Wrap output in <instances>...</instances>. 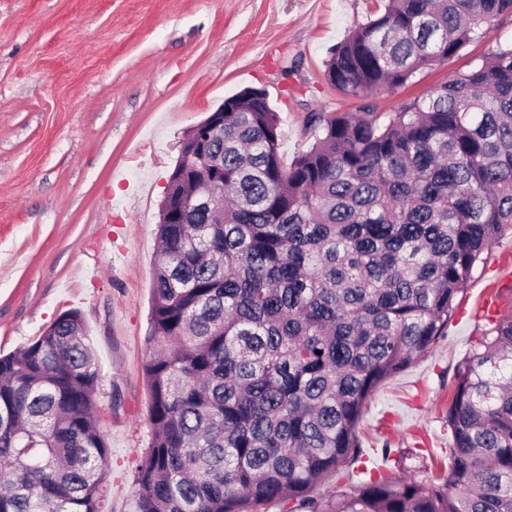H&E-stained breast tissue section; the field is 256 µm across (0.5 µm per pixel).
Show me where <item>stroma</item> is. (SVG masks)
Here are the masks:
<instances>
[{
    "label": "stroma",
    "mask_w": 512,
    "mask_h": 512,
    "mask_svg": "<svg viewBox=\"0 0 512 512\" xmlns=\"http://www.w3.org/2000/svg\"><path fill=\"white\" fill-rule=\"evenodd\" d=\"M374 0H0V353L80 310L101 365L97 414L110 467L105 512H134L132 470L149 443L145 366L159 205L187 129L247 88L279 113L284 162L308 150L312 112L359 101L324 78L330 51L374 15ZM485 39L373 97L392 112L424 97L498 46ZM512 305V234L492 247L460 298L448 336L371 396L357 462L322 490H348L364 470L423 476L448 460L444 420L457 363L474 345L484 286ZM408 448L423 458H400Z\"/></svg>",
    "instance_id": "35a3bbf8"
}]
</instances>
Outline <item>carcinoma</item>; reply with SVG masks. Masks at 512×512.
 <instances>
[{
    "instance_id": "carcinoma-1",
    "label": "carcinoma",
    "mask_w": 512,
    "mask_h": 512,
    "mask_svg": "<svg viewBox=\"0 0 512 512\" xmlns=\"http://www.w3.org/2000/svg\"><path fill=\"white\" fill-rule=\"evenodd\" d=\"M506 14L512 0H385L326 79L363 99L403 87ZM224 107L205 146L224 223L158 225L136 512H512V306L482 316L455 368L447 466L314 493L358 460L370 397L447 337L512 231V46L384 121L367 102L311 113L288 165L264 92ZM100 380L78 310L0 356V512H103Z\"/></svg>"
}]
</instances>
